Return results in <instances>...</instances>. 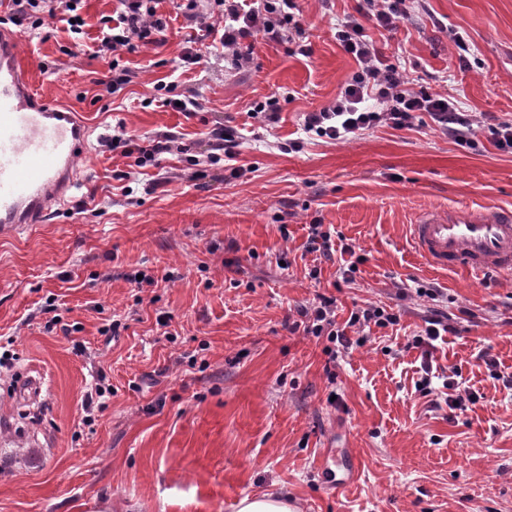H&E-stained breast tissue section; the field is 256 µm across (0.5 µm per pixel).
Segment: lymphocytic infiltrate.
<instances>
[{
	"label": "lymphocytic infiltrate",
	"instance_id": "1",
	"mask_svg": "<svg viewBox=\"0 0 512 512\" xmlns=\"http://www.w3.org/2000/svg\"><path fill=\"white\" fill-rule=\"evenodd\" d=\"M9 12L0 15V24L22 25L31 21L41 27L47 21L65 23L69 32L82 34L85 20L81 15L82 0H8ZM158 0H120L122 6L112 26L104 32L92 54L107 67L104 77L96 79L99 97H108L131 83L134 73L120 66L121 54L132 53L139 46L159 43L167 24L157 14ZM414 0H360L356 15H350L338 25L336 40L342 50L352 56L358 68L344 85L335 102L315 112L306 113L304 128L330 140H345L365 134L384 124L395 129L412 125L416 113L426 112L455 139L474 143L477 131L470 115L457 111L449 96L409 90L405 73L397 66L386 64L374 41L364 34L363 20L369 19L391 31L407 20ZM297 0H186L184 16L200 25L203 37L219 36L226 56L235 67L249 64L252 42L264 35L274 41L293 40L303 36L305 29L297 12ZM219 12L226 23L223 29L203 22L204 12ZM175 134H159L148 146L140 145L137 136L125 126L106 138L108 150L121 151L134 158L137 166L155 165L159 154L171 152ZM335 302L320 297L316 305L298 309L293 328L329 341L339 340L336 328Z\"/></svg>",
	"mask_w": 512,
	"mask_h": 512
}]
</instances>
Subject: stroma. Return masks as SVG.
<instances>
[{
  "mask_svg": "<svg viewBox=\"0 0 512 512\" xmlns=\"http://www.w3.org/2000/svg\"><path fill=\"white\" fill-rule=\"evenodd\" d=\"M181 2L160 0L165 43L122 54L137 76L100 101L107 68L90 49L119 0H85L77 55L64 26L15 30L39 97L81 113L91 135L72 199L0 235V336L15 356L0 371V512H237L281 490L297 512H512V276L435 271L410 241L425 214L512 209V154L490 134L512 124V0H424L396 31L364 24L411 90L478 121L473 147L425 112L351 140L305 131L357 69L336 26L358 0H298L305 36L257 39L240 70L218 44L181 63L198 32ZM161 81L199 112L155 101ZM266 101L276 122L254 111ZM224 121L237 177L205 161ZM120 122L144 140L175 133L182 149L137 167L100 144ZM314 224L331 258L307 251ZM322 295L348 347L289 329ZM368 306L397 322L349 326ZM434 309L454 330L427 351L414 338ZM115 320L118 336L101 335ZM101 375L112 392L88 424ZM451 375L478 397L466 411L443 404ZM343 448L357 472L335 487Z\"/></svg>",
  "mask_w": 512,
  "mask_h": 512,
  "instance_id": "35a3bbf8",
  "label": "stroma"
}]
</instances>
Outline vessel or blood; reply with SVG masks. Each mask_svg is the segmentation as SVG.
I'll return each mask as SVG.
<instances>
[{"label": "vessel or blood", "mask_w": 512, "mask_h": 512, "mask_svg": "<svg viewBox=\"0 0 512 512\" xmlns=\"http://www.w3.org/2000/svg\"><path fill=\"white\" fill-rule=\"evenodd\" d=\"M90 128L80 113L35 95L16 36L0 30V235L42 223L80 180L75 165ZM416 251L438 270L512 275V210L433 213L411 226Z\"/></svg>", "instance_id": "obj_1"}]
</instances>
